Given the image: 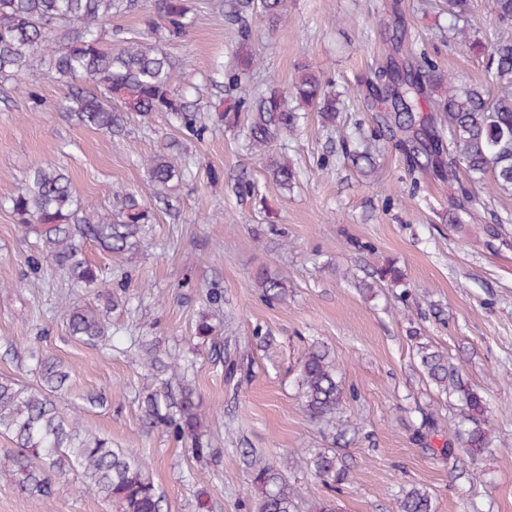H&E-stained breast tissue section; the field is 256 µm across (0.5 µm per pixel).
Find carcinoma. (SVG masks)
I'll list each match as a JSON object with an SVG mask.
<instances>
[{"mask_svg": "<svg viewBox=\"0 0 512 512\" xmlns=\"http://www.w3.org/2000/svg\"><path fill=\"white\" fill-rule=\"evenodd\" d=\"M138 7L147 13L148 33L123 39L115 52L105 49L103 20ZM220 7L226 8L224 17L237 26L238 35L234 64L224 72V87L234 91L226 110L214 112L190 100L180 63L163 47L186 37L194 26L189 0H0V78L19 84L35 62H43L48 64L44 75L71 88L64 108L80 125L119 131L122 116L112 106L117 100L122 109L144 118L168 112L183 133L196 139L208 130L209 122H222L242 131L250 148L261 154L293 135L302 113L313 111L321 127L339 135L347 158L361 174L375 171L372 145L365 139L354 142L353 134L337 124L339 94L332 80L303 66L286 90L268 86L260 91L251 85L261 61L251 48L248 17L258 15L276 29L288 18V0H224ZM494 12L499 23L512 25V0H494ZM62 27L71 37L61 38ZM488 76L487 84H464L421 52L407 63L392 60L379 66L366 78L372 99L386 106L384 128L412 170L457 183L454 224L464 223L475 207L484 205L477 189L512 190L511 32L498 35L489 47ZM424 103L433 111L423 112ZM145 169L159 187L185 176V168L164 152L147 157ZM461 169L465 181L459 176ZM269 172L282 190L296 184L298 171L285 154L271 160ZM10 203L22 227L36 236L33 265L52 267L77 286L106 283L102 269L86 258V243L122 253L140 245L149 233L150 211L136 195L122 194L117 213L101 214L78 197L69 176L49 162L34 169ZM255 280L270 301L288 296L286 281L274 273L260 270ZM382 283L406 285L401 267L387 261L373 268L371 281H362L360 287ZM62 319L68 334L80 342L98 346L112 339L105 317L92 304L67 305ZM416 348L418 370L428 385L439 397H453L459 403L460 413L448 419L442 452L483 454L492 443L483 391L469 383L461 365L451 362L447 353L428 343ZM30 359L36 385L0 378V436L13 444L0 460V471L10 476L20 493L45 502L55 494L54 478L76 471L79 492L112 503L118 512H163V495L145 459L87 429L80 414L60 411L58 401L70 379L62 363L37 351ZM140 359L166 376L160 388L143 396L144 423L171 434L198 462H218L219 450L208 446L201 431L205 409L189 378L185 355L162 354L152 347L143 350ZM242 368V359L226 355L224 380L235 390L245 380L238 374ZM296 382L310 419L336 423L344 413L346 396L336 359L325 346L315 343L306 351ZM241 455L254 492V512H296L301 488L254 450L244 448ZM299 463L329 487L350 477L346 462L333 448L309 449ZM399 509L434 512L432 495L425 487L404 489Z\"/></svg>", "mask_w": 512, "mask_h": 512, "instance_id": "cac0c4a2", "label": "carcinoma"}]
</instances>
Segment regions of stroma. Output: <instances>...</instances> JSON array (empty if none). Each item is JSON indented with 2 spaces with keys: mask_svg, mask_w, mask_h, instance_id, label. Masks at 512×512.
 <instances>
[{
  "mask_svg": "<svg viewBox=\"0 0 512 512\" xmlns=\"http://www.w3.org/2000/svg\"><path fill=\"white\" fill-rule=\"evenodd\" d=\"M218 0H191L196 23L169 44L202 102L216 101L218 68L229 67L237 46ZM290 0L288 20L268 29L250 22L263 66L259 86L288 87L298 67L311 66L348 88L344 119L370 132L379 126L359 84L390 51L395 22H403L404 51H425L442 69L482 82L487 58L453 40L441 0ZM30 94L0 82V378L31 384L30 351L57 357L70 372L63 413L81 412L89 430L143 455L164 495V512H197L196 492L206 486L212 512H254L241 451L256 449L303 491L299 512L311 499L335 501L337 512H398L402 489L427 487L435 512H512V193L494 194L475 214L496 224L498 238L473 240L449 224L454 199L447 185L408 170L389 137L379 140V166L360 175L309 116L285 151L300 172L293 192H280L263 156L241 133L210 128L198 139L182 133L165 112L142 121L126 113L121 133L77 125L63 104L66 86L37 75ZM172 147L189 161L191 175L161 188L143 161ZM50 161L68 172L75 193L101 211L115 196L134 193L153 213L139 250L109 253L87 243L85 255L107 276L106 287H78L59 272L33 270L36 237L25 232L4 204L33 169ZM261 193L241 197L238 178ZM396 261L407 286L365 290L341 279L343 270L366 279L374 265ZM283 274L288 296L262 298L260 268ZM224 291L220 312L207 292ZM90 303L111 324L112 344L92 347L67 335L66 304ZM214 313L215 340L246 346L249 377L227 388L212 348L194 346L201 315ZM272 338L259 347L255 331ZM190 350L191 378L207 410L211 447L221 449L204 483L189 449L142 421V394L161 383L141 366L138 348ZM328 347L348 397L335 427L303 411L294 370L312 343ZM429 343L464 369L490 404L492 448L477 459L440 454L442 441L427 437L423 412L446 422L455 403L438 399L416 366V346ZM343 453L352 480L324 485L292 466L304 449ZM76 475L57 480L52 503L21 494L0 472V512H115L111 503L79 493Z\"/></svg>",
  "mask_w": 512,
  "mask_h": 512,
  "instance_id": "obj_1",
  "label": "stroma"
}]
</instances>
